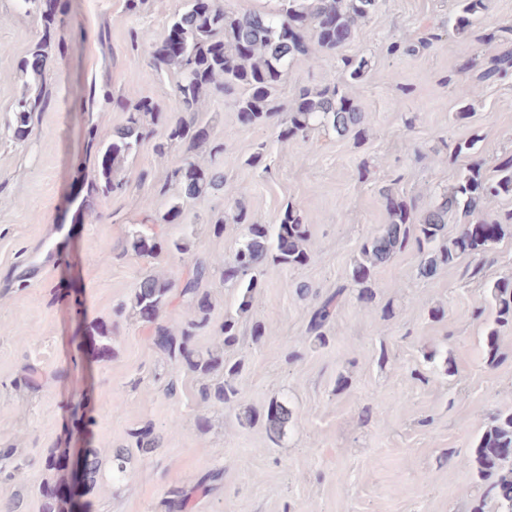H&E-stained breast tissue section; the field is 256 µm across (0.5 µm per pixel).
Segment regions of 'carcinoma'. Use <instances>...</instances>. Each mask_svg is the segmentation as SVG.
<instances>
[{"label": "carcinoma", "mask_w": 512, "mask_h": 512, "mask_svg": "<svg viewBox=\"0 0 512 512\" xmlns=\"http://www.w3.org/2000/svg\"><path fill=\"white\" fill-rule=\"evenodd\" d=\"M40 11L43 40L22 60L21 71L42 81L50 65L48 41L58 13V0H23ZM269 11L238 12L228 0H189L187 9L170 25V37L153 45L154 66L173 69L180 75L174 87L177 115L166 119L165 140L155 143L160 156L174 143L184 147L186 157L172 170L168 179L178 187L169 201L164 219L181 216L187 203L210 192L224 190V172L216 156L224 152V144L210 149V164L200 163L198 151L208 144L211 132L201 123L199 113L210 97H233L239 121L247 126L266 125L277 120L283 140L308 137L314 128L330 127L337 136L353 135L356 143L367 136L365 116L354 100L343 91L349 81L360 79L368 68V60L343 61L346 79H329L325 84L303 87L290 105L281 104L278 89L288 64L298 57H309L317 51H336L353 36L356 28L370 18L377 0H275ZM460 15L455 30H473L476 15L486 10V0H460ZM512 68V51L490 59L474 75L472 82L460 88L462 97L474 92L479 83L506 74ZM45 94L36 87L32 95H23L15 111L14 135L19 141L29 134L32 114L42 110ZM161 117L157 104L144 97L136 111L129 114L126 125L112 134V141L101 152L94 188L103 193L123 192L127 182L118 177L125 161L135 155L142 143L154 135L148 127ZM512 195V155L501 159L496 176L490 178L480 165L465 169L436 206L419 213L405 199L388 191L384 194L387 223L361 245V258L353 266L351 280L358 287V299L369 304L376 292L373 274L376 267L410 244H416L421 260L419 274L433 276L438 268L450 266L469 255L478 258L488 252L512 231V210L496 217L484 213L486 200ZM464 218L460 232L447 236L448 211ZM232 221L242 226V234L234 252L228 256L205 258L192 251L188 237L161 243L140 229L128 232L123 252L151 257L163 250L179 254L186 263V275L180 283L161 273L142 277L131 290L130 310L139 320L155 325L151 337L158 350L175 369H188L201 380L199 396L203 403L230 405L237 399V379L241 363L224 359V349L238 342V322L224 320L215 334L218 343L206 350L196 345L197 335L211 328L212 303L203 286L220 281L237 294V312L248 315L253 308L261 277L267 264L305 266L313 259L307 243L310 225L303 222L299 210L287 203L273 224H257L248 211L239 206ZM185 302L190 313L178 328L159 322L164 306L172 295ZM344 289L316 303L307 332L324 345L328 341L325 328L335 319ZM492 308L493 327L488 333L487 362L500 360L499 329L512 325V280L493 285L490 297L475 309L482 317ZM240 425L262 422L268 437L276 439L294 422L293 410L286 400H271L261 411L248 409L237 415ZM130 442L119 448H86L80 454L79 466L83 490L95 486L102 477L103 462L109 464V478L122 481L134 456L147 455L160 445L153 426L145 424L129 432ZM475 471L483 491L470 512H485L487 502L496 504L498 512H512V412L492 416L484 426L472 458L460 462ZM22 463L12 448H0V484L15 481ZM47 477L39 487L43 512H69L62 495L63 481L69 474L67 457L51 449L44 459ZM191 492L173 487L165 492L156 512H189Z\"/></svg>", "instance_id": "cac0c4a2"}]
</instances>
